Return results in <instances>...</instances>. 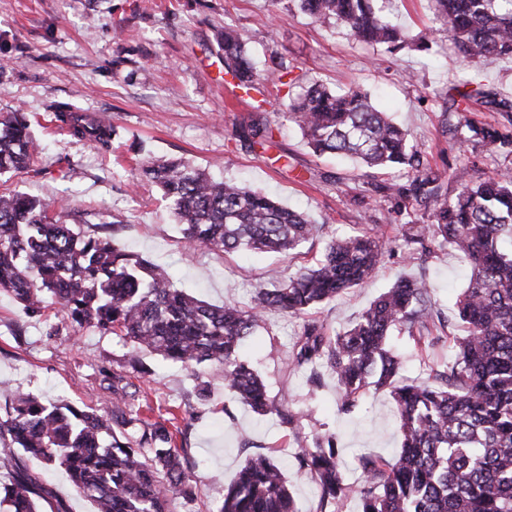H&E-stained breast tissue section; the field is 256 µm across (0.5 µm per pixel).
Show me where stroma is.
<instances>
[{"label": "stroma", "mask_w": 512, "mask_h": 512, "mask_svg": "<svg viewBox=\"0 0 512 512\" xmlns=\"http://www.w3.org/2000/svg\"><path fill=\"white\" fill-rule=\"evenodd\" d=\"M388 8L410 37L434 41L438 67L422 68V52L409 47L389 53L353 43L335 20L312 22L293 0H0V112L26 116L38 145L29 168L0 175V191L63 202L64 223L85 235L118 238L167 268L175 287L211 304H247L255 289L274 287L304 265L308 253L292 259L228 255L186 245L168 202L141 181L137 164L183 159L214 177L263 189L323 224L327 238L378 223L383 199L355 190L352 163L315 156L298 127L283 118L287 89L266 96L265 109L280 125L277 147L253 151L241 145L235 129L250 111L249 100L232 92L222 72L219 33L228 23L238 30L261 76L285 67L333 89L370 92L408 130L431 168L451 173L472 148L450 143L443 132L449 85L466 72L512 96V59L488 66L464 59L433 22L425 0H389ZM57 102L110 117L119 131L111 150L50 123V107ZM466 273L465 261L447 250L411 262L396 250L376 277L322 306L319 316L331 329L343 330L398 277L407 276L435 284L436 307L455 333L454 303ZM302 324L296 317L268 315L248 337L243 356L271 396L304 412L299 442L317 433L335 435L346 478L358 482L359 457L397 451L392 400L388 392L373 391L345 414L330 373H323L316 389L306 372L286 374ZM390 345L411 379L427 378L454 356L445 339L423 363L413 357L407 337L392 336ZM119 372L139 386L134 403L150 405L153 420L177 415L176 443L185 450L184 466L196 492L193 512H216L245 458L257 453L285 465L301 512H317L320 491L297 467L299 442L290 441L288 424L254 414L212 383V366L188 368L93 327L73 331L63 314L33 316L0 294V382L47 405L67 402L108 415L112 376ZM23 462L64 512H95L63 469L30 456Z\"/></svg>", "instance_id": "stroma-1"}]
</instances>
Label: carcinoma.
Returning <instances> with one entry per match:
<instances>
[{
  "instance_id": "obj_1",
  "label": "carcinoma",
  "mask_w": 512,
  "mask_h": 512,
  "mask_svg": "<svg viewBox=\"0 0 512 512\" xmlns=\"http://www.w3.org/2000/svg\"><path fill=\"white\" fill-rule=\"evenodd\" d=\"M315 21L334 19L353 40L388 51L406 34L378 0H297ZM433 20L472 62L512 58V0H427ZM223 70L245 93L261 90L259 74L237 31L224 25ZM464 77L447 96L443 133L451 140L468 133L473 148L512 156V98ZM496 112L501 120L482 123L465 116L470 104ZM236 129L252 149L277 146L279 126L263 104ZM288 119L318 156L356 161L353 175L365 191L382 195L391 223L424 211L428 223L402 225L401 239L380 224L331 239L308 266L274 288L259 289L249 309L212 305L174 286L169 273L126 251L116 239L83 236L60 222L51 205L17 192H0V292L31 314L51 307L67 314L74 331L94 326L123 336L139 348L186 366L215 365L213 376L254 412L280 416L291 426L303 418L288 401L270 397L261 376L239 356L243 341L264 317L283 313L304 319L288 358L289 370H310L320 383L327 368L342 393L341 410L352 411L370 386L389 390L395 404L400 448L391 458L360 460L362 483L349 484L338 460L336 437L318 436L299 448V468L320 489V510L341 512L355 496L359 512H512V167L501 165L480 180L461 166L448 176L427 168L424 152L387 113L357 88L332 91L313 81L289 97ZM53 119L71 134L103 149L117 135L112 121L76 115L73 106H54ZM34 143L25 117L0 113V174L27 167ZM398 168L402 183L381 182L378 174ZM139 172L158 187L178 218L182 238L225 254L240 249L290 254L320 236L322 225L260 190L216 180L182 160H144ZM456 183L448 193L445 180ZM409 258L432 247L461 253L469 264L466 288L455 302L461 334L456 353L428 380L401 376L402 362L388 349L389 336L405 334L415 356L425 360L438 329L433 288L424 279L400 277L373 300L358 320L334 333L311 310L362 285L396 247ZM135 384L112 374L116 411L99 415L69 404L46 405L30 394L1 385L6 417L0 418V505L9 512H38L51 493L27 470L17 451L48 467L68 471L96 512H172L171 493L193 499L181 449L161 422L125 418ZM141 424L137 438L118 437L116 427ZM217 512H298L281 468L268 455L247 457L236 480L224 490Z\"/></svg>"
}]
</instances>
